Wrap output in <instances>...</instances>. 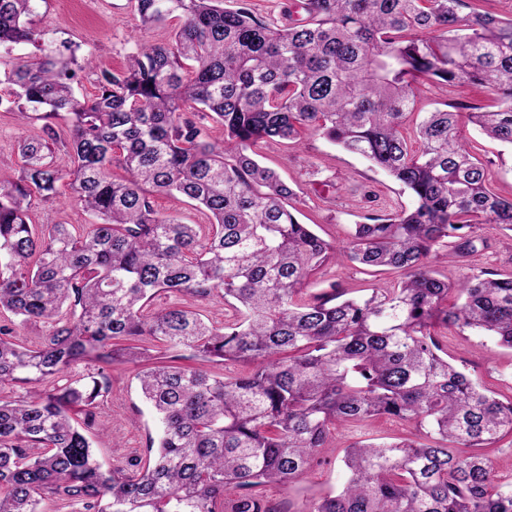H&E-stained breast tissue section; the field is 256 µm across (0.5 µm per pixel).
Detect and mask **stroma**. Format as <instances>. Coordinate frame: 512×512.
I'll use <instances>...</instances> for the list:
<instances>
[{
	"label": "stroma",
	"mask_w": 512,
	"mask_h": 512,
	"mask_svg": "<svg viewBox=\"0 0 512 512\" xmlns=\"http://www.w3.org/2000/svg\"><path fill=\"white\" fill-rule=\"evenodd\" d=\"M33 21L40 30L71 39L78 46V56H93L99 66L108 69L121 67L138 46L156 41L164 30L177 25L171 19L162 30L142 28L131 0H40ZM40 133V123L25 125L10 112L0 110V172L16 174L20 142ZM462 134L486 164L495 191L512 196V149L489 141L470 125L463 127ZM257 152L263 164L275 169L296 190L298 220L313 225L321 237L335 245H344L353 226L366 216L384 217L415 205L414 198L384 172L321 136L305 133L294 142L267 141L259 144ZM60 192L59 202L32 205L33 223L71 224L79 229L92 223V215L71 198L68 187H61ZM475 236V252L439 265V272L453 282L488 271L511 274L512 231L481 224ZM396 279L393 273H367L346 263L331 264L311 278L307 291L317 294L333 284L351 292L385 288ZM436 334L450 362L500 397H512L511 350L469 331L440 327ZM137 372V365L132 363L113 365L111 388L96 408L89 430L98 457L110 469L125 471L132 459L146 457L149 439L157 433L158 422L137 388ZM415 434L414 428L390 417L337 427L336 447L325 449L289 490L269 485L264 496L281 512H306L312 500L344 483V447L365 439L381 442Z\"/></svg>",
	"instance_id": "obj_1"
}]
</instances>
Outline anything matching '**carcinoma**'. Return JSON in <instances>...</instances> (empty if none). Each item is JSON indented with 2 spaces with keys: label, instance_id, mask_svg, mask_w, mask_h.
Returning <instances> with one entry per match:
<instances>
[{
  "label": "carcinoma",
  "instance_id": "cac0c4a2",
  "mask_svg": "<svg viewBox=\"0 0 512 512\" xmlns=\"http://www.w3.org/2000/svg\"><path fill=\"white\" fill-rule=\"evenodd\" d=\"M38 2L0 0V49L35 48L0 60L10 88L0 106L42 122L19 146L18 177L0 175V313L53 330L30 350L0 326V390L27 386L22 399L0 396V512H44L54 499L82 512H269L257 487L288 488L336 447L331 429L381 416L426 442L347 448V480L306 512H512V484L481 452L512 436V399L450 363L434 335L456 327L512 350V276L452 283L432 271L475 248L476 225L512 231V197L494 191L459 130L465 110L512 147V18L469 0H303L305 17L279 26L251 0H135L143 27L179 23L114 71L33 27ZM85 71L91 96L75 89ZM429 82L485 89L496 105L425 113L414 153L404 124ZM303 132L364 158L416 205L354 225L341 247L322 239L290 211L294 190L256 159L260 143ZM117 162L123 182L112 179ZM66 177L95 218L79 233L29 215L32 202L60 197ZM155 193L206 210L207 234L157 211ZM342 262L403 277L362 298L334 287L305 297L312 274ZM161 293L191 304L152 307ZM213 302L238 319L208 320L202 306ZM145 337L241 370L158 364L118 344ZM80 360L95 372L68 377ZM114 363L144 364L139 390L159 420L146 458L123 474L87 434ZM52 377L66 382L42 390Z\"/></svg>",
  "mask_w": 512,
  "mask_h": 512
}]
</instances>
